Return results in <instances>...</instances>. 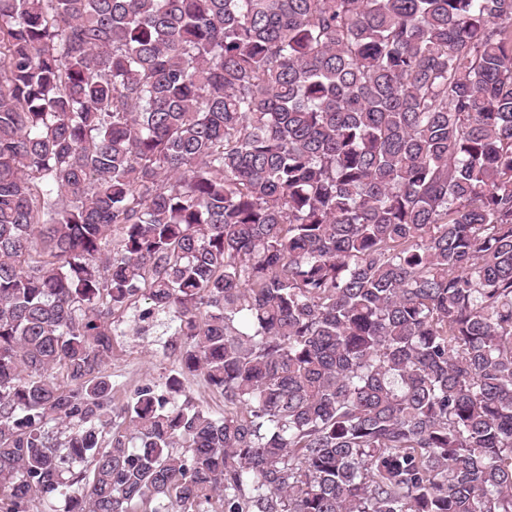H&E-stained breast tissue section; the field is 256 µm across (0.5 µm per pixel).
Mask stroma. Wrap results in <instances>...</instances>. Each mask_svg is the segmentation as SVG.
I'll return each mask as SVG.
<instances>
[{
    "instance_id": "1",
    "label": "stroma",
    "mask_w": 512,
    "mask_h": 512,
    "mask_svg": "<svg viewBox=\"0 0 512 512\" xmlns=\"http://www.w3.org/2000/svg\"><path fill=\"white\" fill-rule=\"evenodd\" d=\"M183 343L175 339L170 316L155 311L149 300L139 299L119 314L112 359L105 367L112 381V402L122 406L138 389L162 384L170 377L183 382L184 399L219 415L224 395L201 375L181 371Z\"/></svg>"
}]
</instances>
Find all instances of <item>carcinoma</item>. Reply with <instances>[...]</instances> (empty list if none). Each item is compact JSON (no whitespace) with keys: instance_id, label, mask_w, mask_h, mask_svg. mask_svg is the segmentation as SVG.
I'll list each match as a JSON object with an SVG mask.
<instances>
[{"instance_id":"cac0c4a2","label":"carcinoma","mask_w":512,"mask_h":512,"mask_svg":"<svg viewBox=\"0 0 512 512\" xmlns=\"http://www.w3.org/2000/svg\"><path fill=\"white\" fill-rule=\"evenodd\" d=\"M140 295L224 415L113 405ZM56 500L512 512V0H0V512Z\"/></svg>"}]
</instances>
